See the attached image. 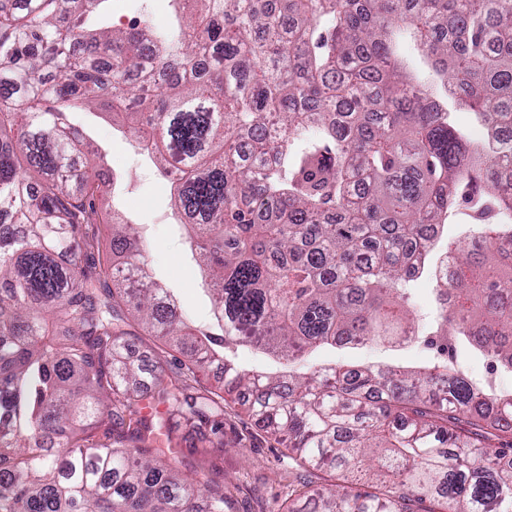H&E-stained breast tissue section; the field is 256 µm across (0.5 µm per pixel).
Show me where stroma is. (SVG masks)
<instances>
[{"label":"stroma","instance_id":"obj_1","mask_svg":"<svg viewBox=\"0 0 512 512\" xmlns=\"http://www.w3.org/2000/svg\"><path fill=\"white\" fill-rule=\"evenodd\" d=\"M139 11L160 27L175 20L171 0H107L93 23L99 28H124ZM71 123L106 152L100 178L109 183L110 189L98 205L102 248L110 249L112 244L113 214L127 216L140 232L155 278L174 290L186 316L198 325L207 324L209 302L177 225L168 183L160 178L152 161L140 153L131 134L113 127L102 107L72 109ZM128 353L148 370L159 362L170 370L181 359L175 348L144 331L132 337ZM324 356L339 363L354 359L368 364H416L432 359L434 352L419 340L399 347L370 344L348 354L328 350ZM296 473L297 466L289 460L285 445L277 443L254 419L245 414L225 419L224 488L231 498L232 512H282L297 487Z\"/></svg>","mask_w":512,"mask_h":512}]
</instances>
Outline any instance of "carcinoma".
I'll return each mask as SVG.
<instances>
[{
  "label": "carcinoma",
  "instance_id": "obj_1",
  "mask_svg": "<svg viewBox=\"0 0 512 512\" xmlns=\"http://www.w3.org/2000/svg\"><path fill=\"white\" fill-rule=\"evenodd\" d=\"M106 2L0 0V212L20 227L0 239V512H230L205 477L232 402L303 469L288 512H512V391L448 357L462 344L512 369V0H174L169 32L145 14L88 28ZM397 30L428 72L404 69ZM78 101L125 117L159 173L182 165L171 199L208 327L147 273L133 225L112 217L123 266L101 249V153L75 163ZM461 187L482 230L436 256ZM424 276L436 362L297 369L411 339ZM136 324L184 357L145 393ZM237 347L280 370L239 369ZM215 362L221 387L201 378ZM147 396L167 418L138 416ZM174 419L195 429L189 475ZM328 471L334 487L316 484Z\"/></svg>",
  "mask_w": 512,
  "mask_h": 512
}]
</instances>
